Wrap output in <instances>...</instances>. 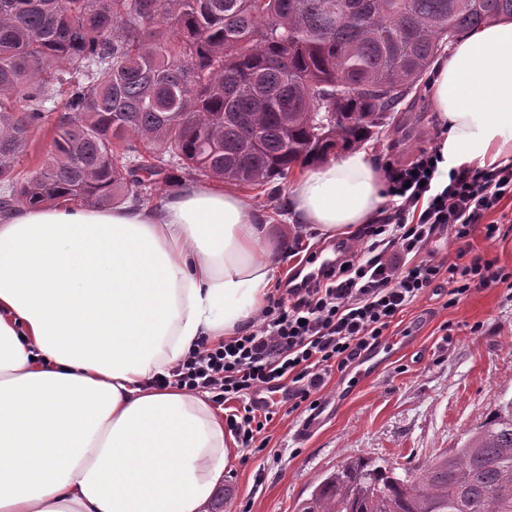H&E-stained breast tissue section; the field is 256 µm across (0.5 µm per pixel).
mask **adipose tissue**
Returning <instances> with one entry per match:
<instances>
[{"label":"adipose tissue","mask_w":512,"mask_h":512,"mask_svg":"<svg viewBox=\"0 0 512 512\" xmlns=\"http://www.w3.org/2000/svg\"><path fill=\"white\" fill-rule=\"evenodd\" d=\"M436 180L512 164V21L439 62ZM384 174L352 148L290 183L289 212L332 239L371 223ZM247 199L180 180L153 206L81 201L0 217V512H207L230 463L207 397L150 381L202 339L239 336L278 253Z\"/></svg>","instance_id":"1"}]
</instances>
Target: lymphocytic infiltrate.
<instances>
[{
  "mask_svg": "<svg viewBox=\"0 0 512 512\" xmlns=\"http://www.w3.org/2000/svg\"><path fill=\"white\" fill-rule=\"evenodd\" d=\"M437 151H419L409 164L386 170V193L393 212L370 226L359 255L333 266L324 280L288 287L286 297L270 299L242 335L214 344L200 342L173 367L169 384L208 394L216 405L240 400L229 411V432L241 447H252L271 411H259L250 397L261 389H284L292 410L318 409L320 392L332 371H345L361 353L380 343L393 319L439 276H446L451 303L473 287L503 283L491 261H434L425 255L444 227L456 239L476 226L485 240L497 232L491 216L512 199V165L451 171L443 189L432 187Z\"/></svg>",
  "mask_w": 512,
  "mask_h": 512,
  "instance_id": "f902f5d3",
  "label": "lymphocytic infiltrate"
}]
</instances>
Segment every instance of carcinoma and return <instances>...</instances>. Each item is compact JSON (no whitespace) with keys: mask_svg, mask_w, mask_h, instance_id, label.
I'll return each instance as SVG.
<instances>
[{"mask_svg":"<svg viewBox=\"0 0 512 512\" xmlns=\"http://www.w3.org/2000/svg\"><path fill=\"white\" fill-rule=\"evenodd\" d=\"M492 19H512V0H0V213L148 202L174 165L284 178L370 139ZM46 126L49 161L19 176ZM435 461L402 478L346 460L297 512H512V407Z\"/></svg>","mask_w":512,"mask_h":512,"instance_id":"carcinoma-1","label":"carcinoma"}]
</instances>
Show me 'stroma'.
<instances>
[{"mask_svg":"<svg viewBox=\"0 0 512 512\" xmlns=\"http://www.w3.org/2000/svg\"><path fill=\"white\" fill-rule=\"evenodd\" d=\"M439 134L423 85L364 147L381 164L404 165L419 150L433 147ZM289 184L283 178L243 191L265 217L268 240L281 253L284 282L330 246L291 219L285 207ZM493 218L499 227L496 241L476 231L470 248L512 278V201ZM446 300L431 288L400 314L385 337L402 339V346L355 391L347 389L348 373L332 372L322 399L336 411L325 425L302 436L303 415L280 411L266 427V447L232 448L208 512H225L228 489L236 512H295L312 485L347 458L381 457L416 469L461 445L491 413L512 402V291L499 284L471 289L452 306Z\"/></svg>","mask_w":512,"mask_h":512,"instance_id":"obj_1","label":"stroma"}]
</instances>
